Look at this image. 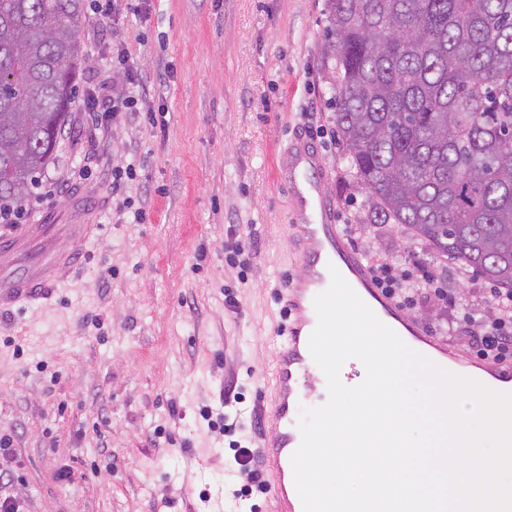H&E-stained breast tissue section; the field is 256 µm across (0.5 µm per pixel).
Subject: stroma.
Here are the masks:
<instances>
[{
    "mask_svg": "<svg viewBox=\"0 0 512 512\" xmlns=\"http://www.w3.org/2000/svg\"><path fill=\"white\" fill-rule=\"evenodd\" d=\"M94 7L84 0L80 94L120 52L149 94L108 128L73 105L40 176L50 193L0 224V240L30 224L101 227L51 297L0 311L7 490L26 512H270L268 496H232L231 443L260 447L261 429L244 415L223 433L200 412L236 414L224 404L232 376L245 408L271 396L278 287L299 271L290 142L319 149L335 224L366 225L351 252L400 264L430 247L369 221L330 103L325 0H147L114 19ZM129 162L136 178L113 188V168ZM116 190L143 223L118 218ZM240 238L252 244L242 272L224 261Z\"/></svg>",
    "mask_w": 512,
    "mask_h": 512,
    "instance_id": "stroma-1",
    "label": "stroma"
}]
</instances>
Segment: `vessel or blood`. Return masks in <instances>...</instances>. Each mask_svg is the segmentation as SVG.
<instances>
[{
  "mask_svg": "<svg viewBox=\"0 0 512 512\" xmlns=\"http://www.w3.org/2000/svg\"><path fill=\"white\" fill-rule=\"evenodd\" d=\"M320 165V157L302 145L296 146L288 159V183L296 195L301 216L299 236L294 241L300 271L284 285L285 304L271 348L273 395L261 418L265 433L263 467L274 512H303L291 465V456L301 441L294 411L298 401L313 391L312 386L301 385L300 378L318 369L308 342L317 324L314 298L328 288L330 266L344 264L350 272L348 283L352 288L363 289L400 323L408 321L407 315L376 289L367 267L346 250L344 236L333 222L324 187L314 176ZM31 239L47 241V249L24 273L10 275L0 282V308L47 297L72 266L82 246L78 240L59 245L55 225L32 224L15 242L0 245V254L11 257Z\"/></svg>",
  "mask_w": 512,
  "mask_h": 512,
  "instance_id": "vessel-or-blood-1",
  "label": "vessel or blood"
}]
</instances>
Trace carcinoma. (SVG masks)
<instances>
[{"instance_id":"1","label":"carcinoma","mask_w":512,"mask_h":512,"mask_svg":"<svg viewBox=\"0 0 512 512\" xmlns=\"http://www.w3.org/2000/svg\"><path fill=\"white\" fill-rule=\"evenodd\" d=\"M337 137L371 221L512 291V0H327ZM83 0H0V218L54 160Z\"/></svg>"}]
</instances>
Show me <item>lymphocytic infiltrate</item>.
Returning <instances> with one entry per match:
<instances>
[{"label":"lymphocytic infiltrate","mask_w":512,"mask_h":512,"mask_svg":"<svg viewBox=\"0 0 512 512\" xmlns=\"http://www.w3.org/2000/svg\"><path fill=\"white\" fill-rule=\"evenodd\" d=\"M138 99L133 91L112 90L108 78H100L97 89L85 102L86 111L102 119L120 121L122 114L134 112ZM367 267L382 293L403 309L411 308L417 297L432 300L437 306L455 311L456 320L448 324L446 334L464 333L477 357L497 364L512 363V291L488 289L490 307L475 308L459 292L445 288L436 274L434 258L411 257V270L388 264L377 252L365 255Z\"/></svg>","instance_id":"obj_1"}]
</instances>
